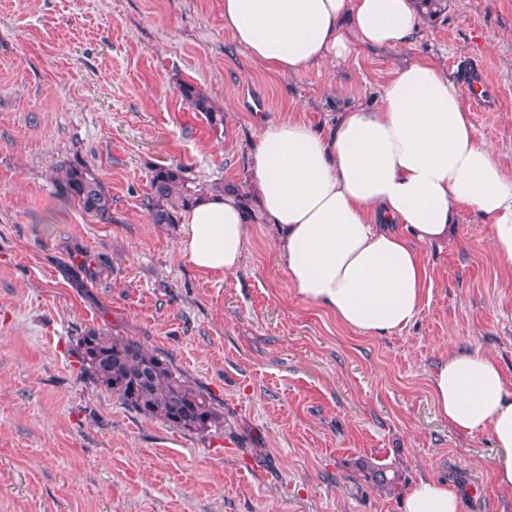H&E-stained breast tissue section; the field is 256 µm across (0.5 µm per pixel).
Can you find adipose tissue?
<instances>
[{
    "instance_id": "ef3b65f1",
    "label": "adipose tissue",
    "mask_w": 512,
    "mask_h": 512,
    "mask_svg": "<svg viewBox=\"0 0 512 512\" xmlns=\"http://www.w3.org/2000/svg\"><path fill=\"white\" fill-rule=\"evenodd\" d=\"M224 26L256 64L295 76L358 43H413L422 20L413 0H224ZM252 178L290 285L344 326L376 336L407 328L430 286L416 247L446 239L466 210L483 217L512 272V165L479 139L460 86L427 59L399 66L374 103L348 106L328 131L266 124ZM247 234L236 194H208L182 217L178 255L198 271L232 274ZM430 389L448 424L490 434L496 482L512 489V391L492 358L448 353ZM405 509L459 512V495L423 479Z\"/></svg>"
}]
</instances>
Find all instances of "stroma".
I'll list each match as a JSON object with an SVG mask.
<instances>
[{
	"label": "stroma",
	"mask_w": 512,
	"mask_h": 512,
	"mask_svg": "<svg viewBox=\"0 0 512 512\" xmlns=\"http://www.w3.org/2000/svg\"><path fill=\"white\" fill-rule=\"evenodd\" d=\"M417 57L466 96L462 66L477 65L487 108L472 122L512 163V0H448L411 45L289 77L236 44L223 0H0V512H403L423 478L448 481L459 512H512L490 435L450 426L430 391L451 350L484 352L512 385V274L482 218L419 246V316L372 336L291 288L252 189L261 119L332 124ZM183 83L223 110V133ZM70 164L109 192L110 221L62 200ZM169 165L246 194L237 272L196 271L178 226L152 223L151 171ZM90 329L168 357L223 433L147 418L81 374ZM361 459L395 471L397 490L367 483Z\"/></svg>",
	"instance_id": "stroma-1"
}]
</instances>
